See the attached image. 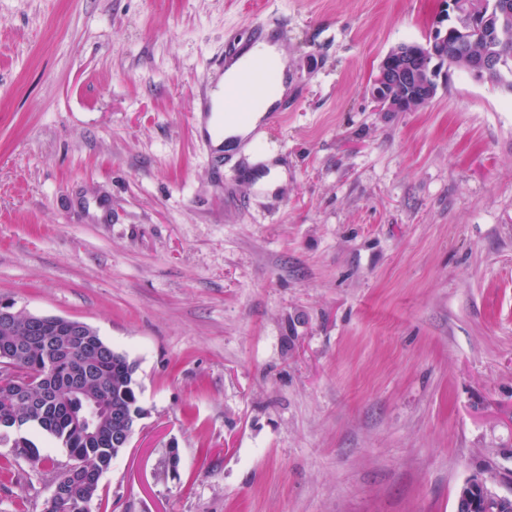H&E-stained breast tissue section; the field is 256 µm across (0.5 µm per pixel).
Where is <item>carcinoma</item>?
I'll return each instance as SVG.
<instances>
[{"label":"carcinoma","mask_w":512,"mask_h":512,"mask_svg":"<svg viewBox=\"0 0 512 512\" xmlns=\"http://www.w3.org/2000/svg\"><path fill=\"white\" fill-rule=\"evenodd\" d=\"M459 2L460 12L448 17V65L459 69L472 53L484 52L503 58L508 62L509 69H493L488 73V78L512 92V13L499 19L489 33L472 36L466 43L461 32L466 30L465 15L473 0ZM53 344L52 336L36 337L30 352L16 360L11 371L5 373L0 370L1 414L15 408L6 404L14 375L41 374L46 361L54 356ZM70 358L71 363L81 370L80 382L88 386V394L101 400L105 421L97 429H92L84 418V395L78 394L67 410L52 404L43 405L35 416L28 418L29 427L45 432L65 448L70 464L86 463V470L96 474L97 484L88 490L82 489L69 476V467H64L55 476L63 492L46 502L44 512H79L77 505L83 494L98 496L100 475L111 468L112 461L122 452L112 443V410L122 411L132 423L138 422L144 415L137 393V363L126 353L114 349L109 355H96L75 348ZM15 409L20 414L25 413L21 406Z\"/></svg>","instance_id":"cac0c4a2"}]
</instances>
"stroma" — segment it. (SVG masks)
<instances>
[{
  "mask_svg": "<svg viewBox=\"0 0 512 512\" xmlns=\"http://www.w3.org/2000/svg\"><path fill=\"white\" fill-rule=\"evenodd\" d=\"M278 23L286 180L191 123L225 42ZM442 0H0V303L97 329L146 415L93 512H455L512 496V93L449 69L375 111ZM0 436V512L68 455ZM179 464L169 470V448Z\"/></svg>",
  "mask_w": 512,
  "mask_h": 512,
  "instance_id": "1",
  "label": "stroma"
}]
</instances>
